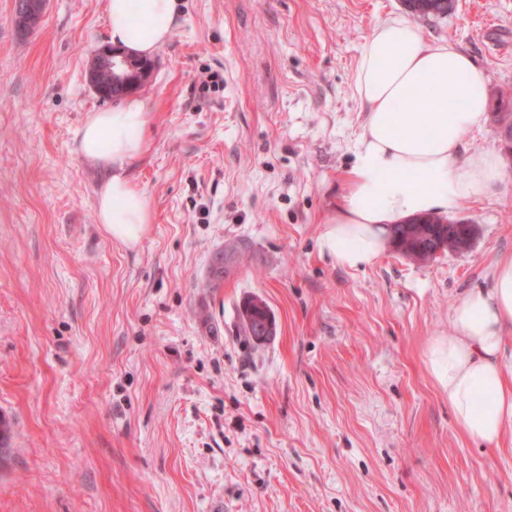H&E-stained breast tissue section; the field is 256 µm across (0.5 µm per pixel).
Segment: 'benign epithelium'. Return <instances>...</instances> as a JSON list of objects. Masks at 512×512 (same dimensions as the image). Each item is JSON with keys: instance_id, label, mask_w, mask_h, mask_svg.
Wrapping results in <instances>:
<instances>
[{"instance_id": "7a95c632", "label": "benign epithelium", "mask_w": 512, "mask_h": 512, "mask_svg": "<svg viewBox=\"0 0 512 512\" xmlns=\"http://www.w3.org/2000/svg\"><path fill=\"white\" fill-rule=\"evenodd\" d=\"M46 0H28L23 11L16 14L14 22L27 29L36 27L42 20ZM151 64L131 58L110 45H99L90 53L87 80L92 90L103 100L113 99L115 92L125 95L141 88L149 79ZM463 227L458 237L460 250L468 249L474 241L475 225L458 221L448 225V230Z\"/></svg>"}]
</instances>
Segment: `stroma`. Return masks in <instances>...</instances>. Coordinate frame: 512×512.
Segmentation results:
<instances>
[{"instance_id":"obj_1","label":"stroma","mask_w":512,"mask_h":512,"mask_svg":"<svg viewBox=\"0 0 512 512\" xmlns=\"http://www.w3.org/2000/svg\"><path fill=\"white\" fill-rule=\"evenodd\" d=\"M14 9L0 0V512H512V433L469 440L424 364L512 255V157L450 213L476 227L468 250L360 270L319 251L365 117L359 47L404 0H181L138 91L134 248L98 223L106 172L77 151L109 107L87 80L106 0H49L31 31ZM418 26L484 69L464 146L501 150L512 0ZM254 297L277 325L261 344ZM255 302H258L262 304V307L257 305ZM269 313L271 315L272 325L274 327V335L276 333V322L275 318L272 315L269 307L264 303L262 300L258 299H249L243 304V310H242V319L244 323V329L248 336H254L255 335V323L260 318H263L266 316V314Z\"/></svg>"}]
</instances>
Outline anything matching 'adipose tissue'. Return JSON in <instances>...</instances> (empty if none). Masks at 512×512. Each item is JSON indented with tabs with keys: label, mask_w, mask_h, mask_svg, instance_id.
<instances>
[{
	"label": "adipose tissue",
	"mask_w": 512,
	"mask_h": 512,
	"mask_svg": "<svg viewBox=\"0 0 512 512\" xmlns=\"http://www.w3.org/2000/svg\"><path fill=\"white\" fill-rule=\"evenodd\" d=\"M179 0H106L111 44L154 56L170 39ZM486 74L454 44L426 40L398 15L375 26L359 49L353 91L365 120L355 164L318 245L337 265H373L391 244L390 229L407 218L445 214L490 194L503 174L498 153H463L465 133L480 130L488 110ZM424 100L425 111L415 109ZM150 112L128 96L89 113L79 132L83 158L107 178L96 200L104 233L137 245L150 222L145 194L127 175L147 149ZM432 136H424L423 128ZM453 330L434 337L424 363L447 395L457 427L472 441L499 446L512 429V257L499 258L492 283L471 290L451 313Z\"/></svg>",
	"instance_id": "adipose-tissue-1"
}]
</instances>
